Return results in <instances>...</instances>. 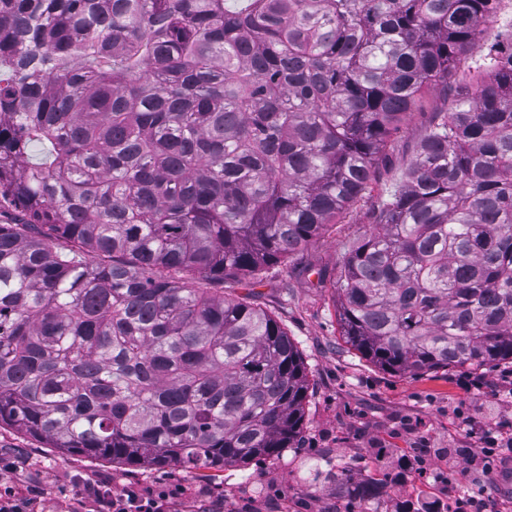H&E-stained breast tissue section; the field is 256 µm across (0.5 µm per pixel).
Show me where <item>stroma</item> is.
Segmentation results:
<instances>
[{
	"instance_id": "stroma-1",
	"label": "stroma",
	"mask_w": 512,
	"mask_h": 512,
	"mask_svg": "<svg viewBox=\"0 0 512 512\" xmlns=\"http://www.w3.org/2000/svg\"><path fill=\"white\" fill-rule=\"evenodd\" d=\"M477 78L466 58L448 79L437 80L419 97L379 154L371 192L335 228L269 269L261 281L225 285L227 292L250 295L255 305L272 312L303 353L309 389L293 447L256 467H229L202 476L177 467L134 469L61 454L2 425L0 457L23 455L30 464L19 472L0 471V482L39 486L53 504L68 499L78 475L109 483L117 492L131 481L182 486L183 495L171 504L173 512H202L209 494L219 497L220 512H344L361 478L384 475L390 488L377 503L378 512L416 510L432 500L449 503L481 487L488 512H512L511 452L491 474L471 470L462 458L458 482L450 485L437 478L446 467L438 449L472 448L475 427L495 434L503 424L512 425V366L423 375L381 370L345 343L332 297V278L345 249L368 232L374 212L402 180L436 114L454 111L460 89ZM419 453L428 459L430 477L403 467L406 456ZM315 464L321 469L317 476L310 472Z\"/></svg>"
}]
</instances>
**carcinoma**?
Segmentation results:
<instances>
[{
	"mask_svg": "<svg viewBox=\"0 0 512 512\" xmlns=\"http://www.w3.org/2000/svg\"><path fill=\"white\" fill-rule=\"evenodd\" d=\"M498 4L0 0V199L24 213L0 224V425L201 474L292 447L302 353L212 285L361 200ZM475 65L333 281L341 336L394 373L512 363V38Z\"/></svg>",
	"mask_w": 512,
	"mask_h": 512,
	"instance_id": "carcinoma-1",
	"label": "carcinoma"
}]
</instances>
